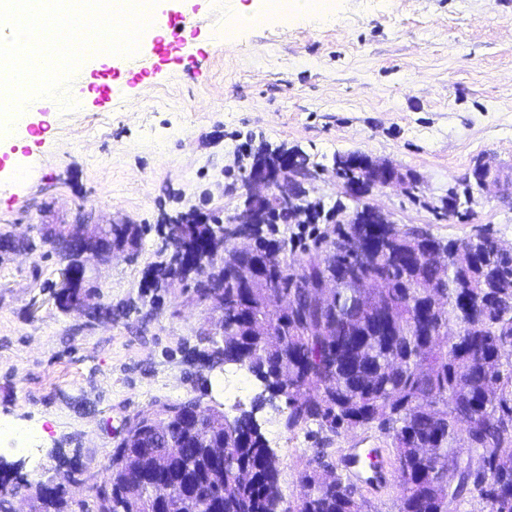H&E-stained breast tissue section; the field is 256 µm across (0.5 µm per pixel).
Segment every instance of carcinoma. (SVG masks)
I'll use <instances>...</instances> for the list:
<instances>
[{"label": "carcinoma", "instance_id": "cac0c4a2", "mask_svg": "<svg viewBox=\"0 0 512 512\" xmlns=\"http://www.w3.org/2000/svg\"><path fill=\"white\" fill-rule=\"evenodd\" d=\"M297 205L311 223L323 206L306 199L298 185ZM344 206L332 208V229L312 233L301 244L306 255H288V241L258 237L265 277L246 282L238 275L244 259L222 224L167 225L166 239H178V252L154 267L152 287L163 288L174 265L187 256L210 268L200 296L220 290L234 303L224 307V332L204 336L207 357L236 364L264 385L254 409L285 398L283 427L293 432L317 424L342 429H374L392 437L401 496L398 512H451L472 496L482 512H512V252L487 235L457 241L434 239L437 246L464 254L458 265L434 269L412 258L418 228L363 224L343 219ZM137 224H114L110 235L92 244L109 258L112 246L135 244ZM349 269L353 287L336 289L332 308L294 287L309 267L316 277ZM277 279V288L266 287ZM200 399L155 402L173 411L164 454L118 443L112 461L133 474L120 475L108 512H154L147 483L167 479L186 486L178 509L199 504L223 512H364L365 501L329 466L322 451L309 457L302 480L306 498L285 500L281 470L254 419L244 411L233 429L205 430L231 450L232 460L188 465L202 454L194 438V408ZM467 433L469 458L461 462L457 442Z\"/></svg>", "mask_w": 512, "mask_h": 512}]
</instances>
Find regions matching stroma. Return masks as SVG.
<instances>
[{
    "mask_svg": "<svg viewBox=\"0 0 512 512\" xmlns=\"http://www.w3.org/2000/svg\"><path fill=\"white\" fill-rule=\"evenodd\" d=\"M323 17H289L264 29L237 27L231 40L197 21L189 59L161 72L100 66L76 108L33 113L0 141V236L26 237L44 214L67 222L142 224L133 257L103 267L111 316L59 310L51 286L61 262L52 245L0 251V423L39 418L36 456L0 443V462L28 488L55 479L72 502L103 479L125 422L158 400L210 386L202 401L226 416L214 384L227 364L192 357L211 318L183 279L146 282L160 262L167 226L188 210L227 220L244 190L228 193L257 152L305 156L317 178L308 200L333 207L345 196L336 154L359 152L415 179V196L393 186L369 200L397 224L443 239L487 234L512 249V199L475 194L468 213H436L448 189L485 158L512 177V0H327ZM110 85L111 99L98 88ZM283 399L256 410L276 453L288 501L300 499L304 460L326 449H382L386 482L359 483L368 512H396L392 440L378 431L317 425L288 432Z\"/></svg>",
    "mask_w": 512,
    "mask_h": 512,
    "instance_id": "stroma-1",
    "label": "stroma"
}]
</instances>
